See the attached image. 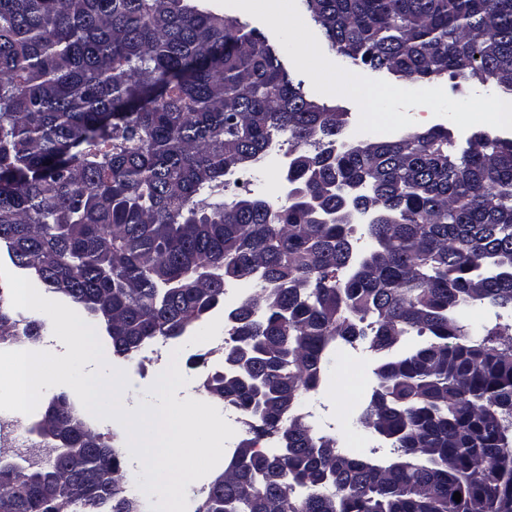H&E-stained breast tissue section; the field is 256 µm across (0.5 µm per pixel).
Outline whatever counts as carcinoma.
<instances>
[{
    "mask_svg": "<svg viewBox=\"0 0 512 512\" xmlns=\"http://www.w3.org/2000/svg\"><path fill=\"white\" fill-rule=\"evenodd\" d=\"M300 2L349 66L512 94V0ZM284 55L196 0H0V243L87 316L108 310L123 358L202 323L230 281L261 289L224 337V358L248 350L243 380L204 381L249 434L194 512H512V335L460 323L512 309V138L456 146L434 126L338 150L344 113ZM284 136L299 198H199ZM40 336L0 303L1 344ZM359 342L377 386L352 426L390 442L388 463L301 413ZM57 416L53 460L0 453V512H144L143 474L76 404ZM66 472L84 491L48 500Z\"/></svg>",
    "mask_w": 512,
    "mask_h": 512,
    "instance_id": "obj_1",
    "label": "carcinoma"
}]
</instances>
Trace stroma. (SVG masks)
<instances>
[{"instance_id":"35a3bbf8","label":"stroma","mask_w":512,"mask_h":512,"mask_svg":"<svg viewBox=\"0 0 512 512\" xmlns=\"http://www.w3.org/2000/svg\"><path fill=\"white\" fill-rule=\"evenodd\" d=\"M211 4L227 15L247 23L269 42H279L281 34H288L294 45L292 54L286 55L284 64L294 83L300 84L309 97L339 107L346 114L342 138L353 143L357 139H377L380 128L391 129L394 136L424 131L435 125L448 127L455 142L464 144L481 125L472 119L469 107L477 102L494 104L503 126L512 124V95L502 92L493 84L478 82L455 83L444 78L438 83L439 97L431 101L415 92L412 83L404 84L400 93L385 97L381 103L367 101L365 91L371 87L387 86L393 79L380 76L368 67L339 69L336 56L329 51L315 25L302 14L299 0H210ZM291 147L279 140L269 150L265 162L239 170L229 178L228 187L215 192V199L232 200L238 196L262 197L275 204L287 200L285 181ZM197 338L187 334L173 340L179 348L178 366L188 378L187 387L177 391V399L190 397L191 388L208 376L220 371L224 365V344L215 342L211 353L199 355ZM331 386L318 389L312 400L335 406L333 430H326L324 420H315L317 431H329L338 447L351 448L353 453L367 459L387 461L389 448L380 438L351 443L348 423L352 404L364 403V395L355 391V380L348 357L329 372Z\"/></svg>"}]
</instances>
